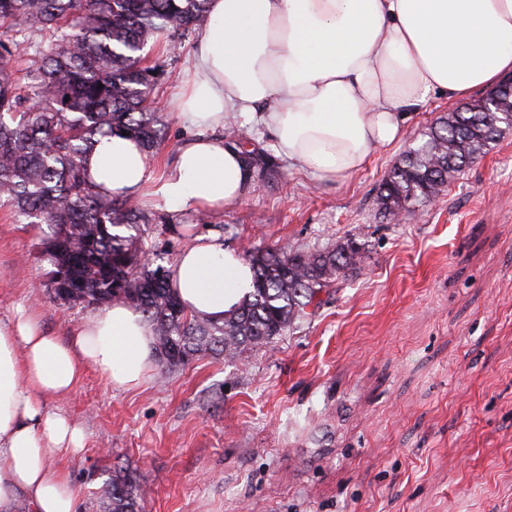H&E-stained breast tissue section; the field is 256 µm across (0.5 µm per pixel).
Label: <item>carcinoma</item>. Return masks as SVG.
<instances>
[{
	"mask_svg": "<svg viewBox=\"0 0 512 512\" xmlns=\"http://www.w3.org/2000/svg\"><path fill=\"white\" fill-rule=\"evenodd\" d=\"M209 0H0V207L45 224L55 300L121 301L154 326L161 361L184 366L205 353L240 358L310 316L319 293L360 269L362 248L347 239L311 252L283 246L248 252L253 290L221 322L188 313L168 270L148 259L139 200L104 195L84 160L98 138L126 133L148 154L166 140L154 111L167 72L145 63L148 41L196 32ZM35 49L24 59L22 49ZM103 87H98V84ZM512 126V112L474 100L437 120L427 139L389 172L378 198L390 217L417 213L449 179L486 154ZM247 165L273 172L262 151ZM103 512H145L144 495L118 470L103 486Z\"/></svg>",
	"mask_w": 512,
	"mask_h": 512,
	"instance_id": "1",
	"label": "carcinoma"
}]
</instances>
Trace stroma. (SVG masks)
<instances>
[{"label":"stroma","mask_w":512,"mask_h":512,"mask_svg":"<svg viewBox=\"0 0 512 512\" xmlns=\"http://www.w3.org/2000/svg\"><path fill=\"white\" fill-rule=\"evenodd\" d=\"M193 44L161 37L145 50L170 74L155 103L169 139L150 160L158 175L193 133L169 105ZM450 110L432 98L399 142L340 181L290 166L242 116L275 175H254L217 211L147 203L146 245L167 267L199 235L242 255L352 239L365 259L306 321L243 359L156 360L133 389L90 368L50 401L84 430L80 452L50 462L78 512H99L118 467L146 512H512V129L418 218L393 223L378 205L389 170ZM47 231L0 209V321L21 308L66 341L95 309L54 299Z\"/></svg>","instance_id":"stroma-1"}]
</instances>
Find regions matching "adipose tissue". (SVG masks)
I'll return each mask as SVG.
<instances>
[{"mask_svg":"<svg viewBox=\"0 0 512 512\" xmlns=\"http://www.w3.org/2000/svg\"><path fill=\"white\" fill-rule=\"evenodd\" d=\"M512 75V0H210L193 72L171 100L197 135L155 176L129 138L98 140L85 168L106 194L204 211L240 199L252 173L219 130L237 116L270 134L278 154L327 180L357 172L398 141L407 112L437 95L467 98ZM191 314L222 321L253 288L251 266L195 237L170 268ZM152 324L114 302L69 343L31 314L0 322V512L22 494L33 512H77L78 497L49 465L84 435L46 400L72 393L87 367L131 388L154 354Z\"/></svg>","mask_w":512,"mask_h":512,"instance_id":"ef3b65f1","label":"adipose tissue"}]
</instances>
